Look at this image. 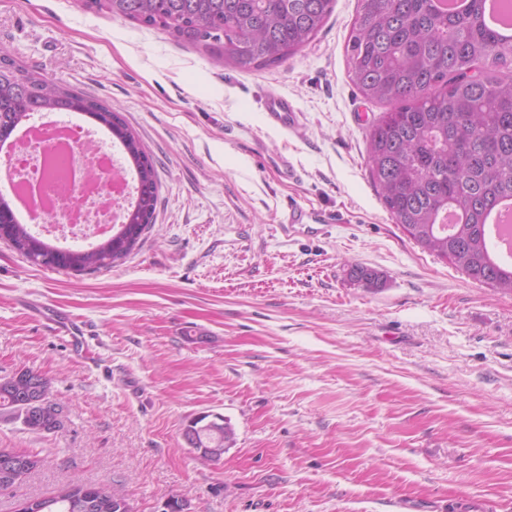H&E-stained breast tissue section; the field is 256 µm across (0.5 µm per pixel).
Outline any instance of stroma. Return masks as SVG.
<instances>
[{
	"instance_id": "obj_1",
	"label": "stroma",
	"mask_w": 512,
	"mask_h": 512,
	"mask_svg": "<svg viewBox=\"0 0 512 512\" xmlns=\"http://www.w3.org/2000/svg\"><path fill=\"white\" fill-rule=\"evenodd\" d=\"M358 5L244 72L83 0H0V52L117 109L160 181L118 266L41 267L0 241V377L49 379L63 421H0V448L41 458L0 512L75 484L135 512H512V293L422 250L372 183L389 106L349 77ZM273 94L299 131L267 124ZM201 412L234 432L219 461L183 438Z\"/></svg>"
}]
</instances>
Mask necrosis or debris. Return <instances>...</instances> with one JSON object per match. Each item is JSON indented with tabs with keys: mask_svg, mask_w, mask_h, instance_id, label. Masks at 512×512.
<instances>
[{
	"mask_svg": "<svg viewBox=\"0 0 512 512\" xmlns=\"http://www.w3.org/2000/svg\"><path fill=\"white\" fill-rule=\"evenodd\" d=\"M63 137L47 136L37 151L22 150L16 159L15 182L34 187L37 197L50 198L45 213H54L56 201L73 192H81L78 206L72 208L64 223L45 224L41 230L58 241L102 237L110 226L101 204L92 194L101 188L112 191L110 199L117 208L126 207L133 194L134 178L122 171L114 153L99 145L94 133L68 124Z\"/></svg>",
	"mask_w": 512,
	"mask_h": 512,
	"instance_id": "necrosis-or-debris-1",
	"label": "necrosis or debris"
}]
</instances>
